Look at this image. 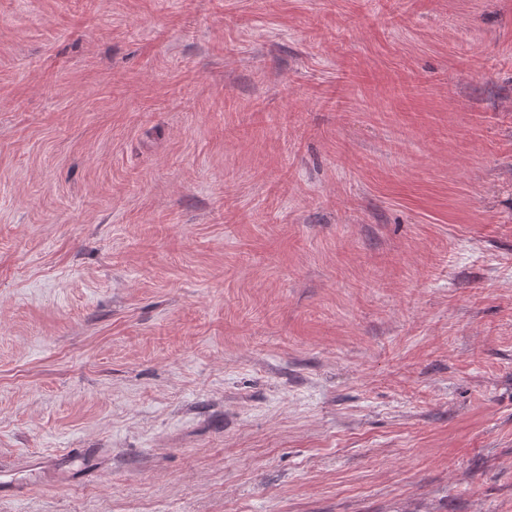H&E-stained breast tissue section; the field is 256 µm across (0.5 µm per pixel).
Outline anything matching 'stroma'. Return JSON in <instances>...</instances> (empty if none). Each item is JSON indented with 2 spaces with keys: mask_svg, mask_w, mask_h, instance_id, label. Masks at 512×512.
I'll use <instances>...</instances> for the list:
<instances>
[{
  "mask_svg": "<svg viewBox=\"0 0 512 512\" xmlns=\"http://www.w3.org/2000/svg\"><path fill=\"white\" fill-rule=\"evenodd\" d=\"M2 466L512 512V0H0Z\"/></svg>",
  "mask_w": 512,
  "mask_h": 512,
  "instance_id": "stroma-1",
  "label": "stroma"
}]
</instances>
